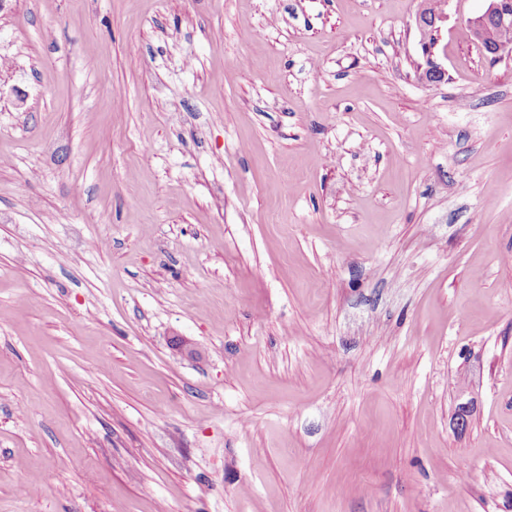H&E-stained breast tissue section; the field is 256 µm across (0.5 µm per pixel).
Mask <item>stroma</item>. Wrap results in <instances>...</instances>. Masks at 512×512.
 <instances>
[{"mask_svg":"<svg viewBox=\"0 0 512 512\" xmlns=\"http://www.w3.org/2000/svg\"><path fill=\"white\" fill-rule=\"evenodd\" d=\"M422 5L0 7V512H512V58ZM446 19V14L435 15L432 21L429 20V23L426 24L421 20V12L419 13L416 25L420 36V45L423 49V53L426 56V66L423 68L422 66L419 68L417 76L418 79L424 83H432V80H429V76L435 75L438 76L442 74L443 78L446 77V70L441 66V64L437 63L434 60V52L433 49L435 47H431L430 38L432 35H435L437 32L439 33L441 30V23H443Z\"/></svg>","mask_w":512,"mask_h":512,"instance_id":"35a3bbf8","label":"stroma"}]
</instances>
